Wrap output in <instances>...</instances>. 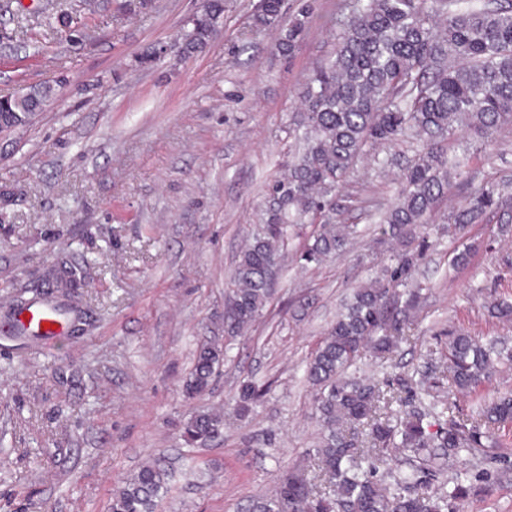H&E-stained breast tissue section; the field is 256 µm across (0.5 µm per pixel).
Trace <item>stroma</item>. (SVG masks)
Here are the masks:
<instances>
[{"mask_svg":"<svg viewBox=\"0 0 512 512\" xmlns=\"http://www.w3.org/2000/svg\"><path fill=\"white\" fill-rule=\"evenodd\" d=\"M0 0V96L49 83L55 97L19 131L0 134V305L31 298L62 264L83 270L78 338L22 346L0 334V512H109L142 466L169 476L159 512H248L289 465L306 463L315 422L305 364L352 288L388 263L371 236L318 267L287 256L251 330L224 336L226 283L258 222L266 184L286 167L290 119L311 67L334 48L344 0H314L293 56L279 29H255L257 0H226L208 44L180 33L207 0H152L117 17L114 0ZM80 9V41L46 17ZM162 51L155 65L138 59ZM473 153L469 188L512 175V127ZM470 249L466 267L451 259ZM424 285L400 371L422 365L447 333L512 338L490 296L512 297V231L475 224L443 239L415 273ZM226 344L207 392L183 381L200 343ZM267 393L237 413L240 381ZM199 411L220 435L189 444ZM488 449L471 457L492 488L465 512H512V469ZM224 429V417L219 413L201 412L183 426V437L189 442H206Z\"/></svg>","mask_w":512,"mask_h":512,"instance_id":"stroma-1","label":"stroma"}]
</instances>
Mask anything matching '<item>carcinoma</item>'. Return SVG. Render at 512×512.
<instances>
[{"label": "carcinoma", "instance_id": "1", "mask_svg": "<svg viewBox=\"0 0 512 512\" xmlns=\"http://www.w3.org/2000/svg\"><path fill=\"white\" fill-rule=\"evenodd\" d=\"M281 8L282 0H264L256 28L277 25ZM223 14L224 0H208L188 20L183 52L204 47ZM309 18L304 5L275 51L291 55ZM337 26L332 55L314 66L299 95V119L289 128L298 152L287 172L266 185L260 224L234 268L224 334L238 336L263 315L270 263L289 246L307 264L346 247L357 230L336 223L339 189L363 157L384 172L389 160L378 149L410 139L414 156L380 220V243L395 241L401 249L382 276L354 289L306 365L321 427L318 472L310 477L300 465L289 467L274 494L250 512H461L474 483L485 491L490 478L462 469L449 480L442 462L497 444L496 431L512 425V391L484 394L499 369H512V346L452 331L444 351L410 375L388 374L380 382L351 368L365 352L386 362L408 340L420 297L408 284L431 248L426 228L448 192L467 182L448 158V143L461 138L485 148L494 132L512 125V0H347ZM53 95V86L39 84L0 98V133L28 126ZM490 222L512 223L509 180L466 193L437 232L454 238L471 224ZM486 309L512 322L511 301L493 298ZM224 357L216 343L198 347L184 382L188 397L209 388ZM456 392L477 400L474 414L453 415ZM264 395L242 381L241 412ZM223 429V415L201 412L184 424L183 437L206 442ZM397 454L418 463L403 470ZM165 486L166 471L145 466L113 493L111 512H157Z\"/></svg>", "mask_w": 512, "mask_h": 512}]
</instances>
